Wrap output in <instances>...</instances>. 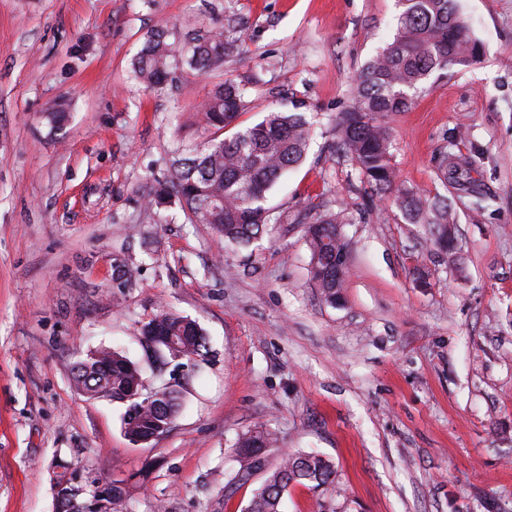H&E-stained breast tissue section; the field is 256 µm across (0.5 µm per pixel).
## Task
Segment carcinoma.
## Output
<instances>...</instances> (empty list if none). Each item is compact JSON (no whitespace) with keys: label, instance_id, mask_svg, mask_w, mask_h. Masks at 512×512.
<instances>
[{"label":"carcinoma","instance_id":"obj_1","mask_svg":"<svg viewBox=\"0 0 512 512\" xmlns=\"http://www.w3.org/2000/svg\"><path fill=\"white\" fill-rule=\"evenodd\" d=\"M399 13L389 43L352 79L351 104L337 122L336 152L350 159L361 179L379 195L393 202L410 224H429L443 235L454 218L448 199L428 201L413 189L396 182L387 119L411 104V92L433 70L449 64L469 66L479 61L480 49L456 0H397ZM244 37H231L224 28L194 37L187 44L169 41L156 30L147 35L131 64L134 78L146 88L164 90L173 82L178 63L206 73L224 67V60L243 52ZM247 107L244 92L231 81L216 85L203 107L205 124L217 132L231 125ZM313 122L304 112L270 111L258 123L231 136L208 140L204 145L178 143L163 176L154 179L145 196L146 207L160 213L173 205L193 224H209L224 241L250 245L264 236L270 224L268 194L288 170L297 167L308 151ZM443 178L455 175L460 163L455 155H442ZM344 215L318 212L306 228L311 251V276L322 298L336 303L346 273L347 257L340 224ZM142 345L153 370L162 373L172 360H194L207 352V340L198 321L172 310L155 314L141 328ZM77 387L88 399H108L125 405L123 432L132 442L158 437L180 413V393L165 384L150 395L143 393V371L122 352L98 349L71 367ZM276 444L273 433L255 429L239 435L230 456L247 466L227 474V484L247 482L263 474L261 487L245 512H280L288 488L310 484L314 488L334 482L332 464L319 456L293 452L275 465L267 463ZM70 478L60 494V512H82L93 504L106 479L87 468L68 470Z\"/></svg>","mask_w":512,"mask_h":512}]
</instances>
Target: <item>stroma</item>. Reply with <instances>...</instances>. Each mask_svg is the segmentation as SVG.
<instances>
[{
  "label": "stroma",
  "mask_w": 512,
  "mask_h": 512,
  "mask_svg": "<svg viewBox=\"0 0 512 512\" xmlns=\"http://www.w3.org/2000/svg\"><path fill=\"white\" fill-rule=\"evenodd\" d=\"M459 7L481 60L433 72L389 120L399 182L452 207L451 255L331 150L397 0H0V512H56L59 458L136 476L128 512H242L261 477L227 486L229 450L258 426L279 438L269 463L335 465L334 488L291 487L282 512H512V0ZM231 18L245 47L222 70L180 69L161 93L132 80L147 33ZM226 79L246 91L241 125L301 101L315 127L248 246L141 204L175 141L212 137L197 113ZM449 150L463 166L444 182ZM327 209L350 218L334 305L305 241ZM163 308L209 352L169 368L183 409L135 445L123 405L87 400L70 368L102 345L145 363L140 327Z\"/></svg>",
  "instance_id": "35a3bbf8"
}]
</instances>
